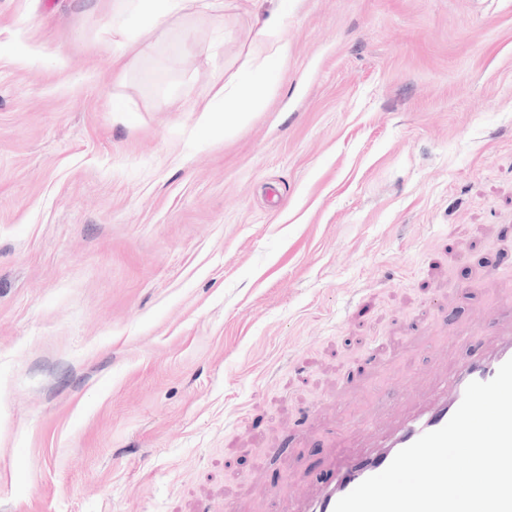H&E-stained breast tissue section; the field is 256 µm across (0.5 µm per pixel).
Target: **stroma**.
Segmentation results:
<instances>
[{
  "label": "stroma",
  "instance_id": "35a3bbf8",
  "mask_svg": "<svg viewBox=\"0 0 512 512\" xmlns=\"http://www.w3.org/2000/svg\"><path fill=\"white\" fill-rule=\"evenodd\" d=\"M112 2L0 0V512H279L512 330V0H295L227 132L276 0ZM122 1L125 0H114L112 5L113 31L126 38L140 27L162 25L181 10L183 0H137L130 4ZM291 0H279L276 9L268 17L258 20L253 42V52L259 59L254 69L242 72L236 83L227 88L222 85L214 94L209 108L210 123L223 126L224 131L242 119L239 102L242 98L253 99L258 104L266 97L280 62L288 57L291 44L281 26V19L288 11Z\"/></svg>",
  "mask_w": 512,
  "mask_h": 512
}]
</instances>
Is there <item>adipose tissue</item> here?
<instances>
[{
    "mask_svg": "<svg viewBox=\"0 0 512 512\" xmlns=\"http://www.w3.org/2000/svg\"><path fill=\"white\" fill-rule=\"evenodd\" d=\"M289 7V0H279L268 17L259 20L255 31L253 51L259 60L256 68L242 72L232 87H220L209 107L210 122L215 126L231 127L239 122L241 99L263 102L281 61L287 58L291 44L285 36L281 19ZM181 0H114L113 28L127 37L138 28L157 27L179 12Z\"/></svg>",
    "mask_w": 512,
    "mask_h": 512,
    "instance_id": "adipose-tissue-1",
    "label": "adipose tissue"
}]
</instances>
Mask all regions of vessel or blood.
<instances>
[{"mask_svg":"<svg viewBox=\"0 0 512 512\" xmlns=\"http://www.w3.org/2000/svg\"><path fill=\"white\" fill-rule=\"evenodd\" d=\"M456 342L466 354L455 369L440 379L431 401L402 417L393 427L376 430L372 448L337 458L336 467L322 489L307 499L293 497L282 504V512H334L337 501L366 478L385 470L395 455L423 434L442 428L462 402L470 382L493 379L500 366L512 359V336L499 338L487 351H473L474 337L460 336Z\"/></svg>","mask_w":512,"mask_h":512,"instance_id":"b4317fda","label":"vessel or blood"}]
</instances>
